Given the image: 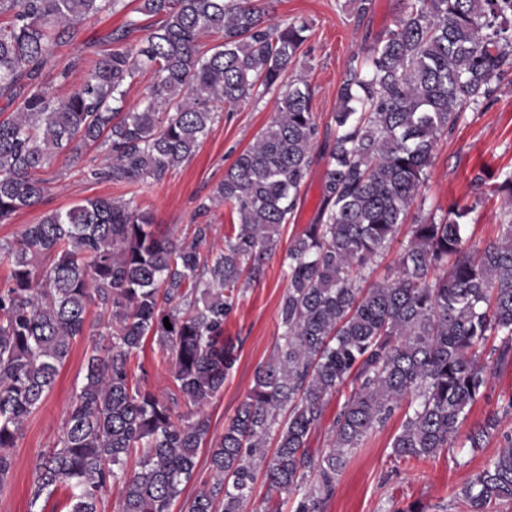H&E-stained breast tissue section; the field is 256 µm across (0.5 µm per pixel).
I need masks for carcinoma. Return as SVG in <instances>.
Returning <instances> with one entry per match:
<instances>
[{"instance_id": "cac0c4a2", "label": "carcinoma", "mask_w": 512, "mask_h": 512, "mask_svg": "<svg viewBox=\"0 0 512 512\" xmlns=\"http://www.w3.org/2000/svg\"><path fill=\"white\" fill-rule=\"evenodd\" d=\"M400 2L395 26L346 71L320 204L288 246L280 342L214 441L204 479L205 410L237 359L224 338L234 292L259 281L278 251L315 159L309 87L287 80L309 26L269 25L252 0H139L136 12L158 23L131 18L112 32L108 52L59 68L55 49L123 0H0L1 224L42 202V173L65 150L88 181L160 182L195 153L214 104L281 89L275 117L209 198L237 215L224 247L201 254L211 224L174 241L132 198L53 210L0 244L9 267L0 282V488L19 431L91 308L100 315L63 434L33 466L30 512L61 488L69 512H99L111 488L117 512H172L177 502L180 512H244L260 473L267 507L256 512H279L272 500L282 494L295 496L293 512H323L355 450L396 410L405 409L391 442L396 459L431 461L463 435L494 368L512 358V221L478 249L464 246L466 207L415 224L396 276L367 289L360 282L403 223L437 142L512 73V0ZM372 8L373 0H349L359 23ZM137 30L141 43L128 45ZM205 35L216 37L208 49ZM77 69L81 82L56 95L52 81L64 84ZM144 70L153 74L147 96L126 111L127 88ZM92 148L101 154L87 157ZM40 258L50 264L38 280ZM149 336L171 378L162 394L133 380ZM334 397L343 402L329 448L315 455L308 440ZM501 404L463 435L469 448L498 431L512 395ZM504 441L457 494L466 512L512 504V435Z\"/></svg>"}]
</instances>
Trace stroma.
<instances>
[{"label": "stroma", "mask_w": 512, "mask_h": 512, "mask_svg": "<svg viewBox=\"0 0 512 512\" xmlns=\"http://www.w3.org/2000/svg\"><path fill=\"white\" fill-rule=\"evenodd\" d=\"M138 0H125L123 8L86 20L76 41L61 47L62 55L74 57L91 48L109 46V35L123 25ZM269 23L292 19L307 22L309 38L290 68L292 78L308 83L311 109L320 128L334 127L339 105L338 92L349 60L361 46L381 31L394 27L400 15L399 0H376L373 15L356 22L346 0H255ZM276 95L267 93L230 109L220 107L219 117L201 141L195 154L174 169L163 181L115 186L83 179L57 156L55 175L42 203L16 213L9 223H0V243L18 239L27 225L37 223L51 210H64L87 198H134L149 210L160 231L187 241L196 224L213 227V241L223 244L237 216L224 205L199 214L201 200L212 194L236 156L250 146L274 116ZM327 157L317 153L301 190V205L281 231L283 247L268 261L262 279L241 292L237 308L224 324V336L235 342L239 358L224 380V388L207 409L212 437H221L224 427L254 383L257 367L276 348L281 331L278 311L287 289L284 246L313 219L320 202L321 179ZM484 173V184L473 181ZM512 174V75L502 79L494 96L466 108L454 132L441 138L434 159L417 197L410 205L394 240L377 258L371 281L383 282L396 271V260L406 248L414 224L446 216L449 209L469 206L464 236L470 248L496 239L506 221L502 196L496 187ZM96 314H89L85 334L74 343L59 370L52 391L38 412L23 426L14 448L13 474L0 491V512H29L32 466L37 456L60 438L75 388L85 373L87 356L97 329ZM402 416L394 414L382 429L368 435L350 458L324 512H394L395 508L418 503L425 512H463L454 496L470 475L483 467L503 446V433L512 431V417L503 420L498 434L483 448H451L427 464L391 459L390 444Z\"/></svg>", "instance_id": "obj_1"}]
</instances>
